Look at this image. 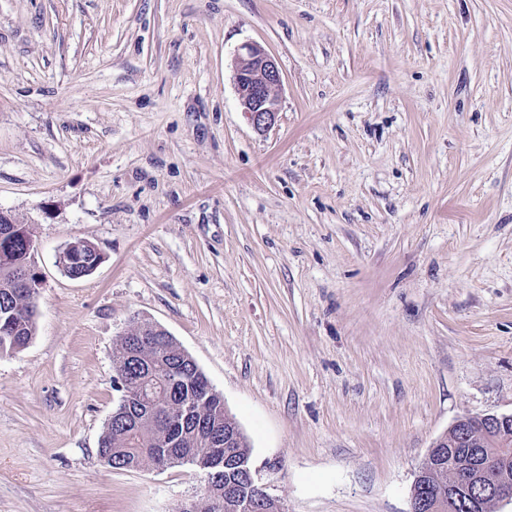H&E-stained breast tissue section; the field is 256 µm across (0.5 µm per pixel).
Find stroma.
<instances>
[{"instance_id":"stroma-1","label":"stroma","mask_w":512,"mask_h":512,"mask_svg":"<svg viewBox=\"0 0 512 512\" xmlns=\"http://www.w3.org/2000/svg\"><path fill=\"white\" fill-rule=\"evenodd\" d=\"M246 43L282 73L263 134ZM0 210L43 278L0 354V512L202 498L194 466L98 455L136 319L283 512H410L438 437L512 413V0H0ZM234 79L253 128L262 133L270 130L280 111L276 90L282 75L276 60L256 44H243L235 57ZM129 341L128 337H121L116 342L115 349L113 351V364L114 368L117 365L120 366L121 369L126 370L127 376L130 380L137 382L140 380L142 375L140 374V370L136 366L130 365L131 360L127 359V352L129 350Z\"/></svg>"}]
</instances>
